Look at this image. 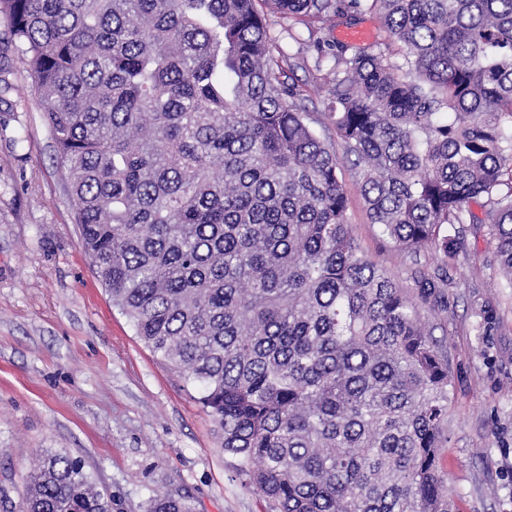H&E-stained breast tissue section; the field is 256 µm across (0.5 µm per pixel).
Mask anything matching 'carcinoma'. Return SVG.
I'll return each instance as SVG.
<instances>
[{
  "instance_id": "obj_1",
  "label": "carcinoma",
  "mask_w": 512,
  "mask_h": 512,
  "mask_svg": "<svg viewBox=\"0 0 512 512\" xmlns=\"http://www.w3.org/2000/svg\"><path fill=\"white\" fill-rule=\"evenodd\" d=\"M254 2L0 0V17L112 304L200 389L268 512H454L447 347L354 238L336 151ZM265 2L311 35L379 15L387 40L336 56L329 118L380 234L415 263L440 253L411 270L421 304L448 309L458 224L490 225L512 282V0ZM0 512H112V495L46 452ZM149 512L193 507L158 494Z\"/></svg>"
}]
</instances>
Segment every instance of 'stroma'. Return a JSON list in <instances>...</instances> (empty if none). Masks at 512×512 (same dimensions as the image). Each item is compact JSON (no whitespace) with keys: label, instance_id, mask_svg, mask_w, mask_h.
<instances>
[{"label":"stroma","instance_id":"obj_1","mask_svg":"<svg viewBox=\"0 0 512 512\" xmlns=\"http://www.w3.org/2000/svg\"><path fill=\"white\" fill-rule=\"evenodd\" d=\"M270 36L298 65L302 111L333 136L325 72L303 24L266 12ZM21 53L0 21V486L20 501L36 457L81 460L113 512H147L159 494H189L195 512H268L224 454L199 390L139 340L85 256L74 202L56 167ZM361 249L401 285L410 260L372 224L350 163L339 173ZM444 324L452 377L442 463L457 512H512V281L488 225L456 237Z\"/></svg>","mask_w":512,"mask_h":512}]
</instances>
